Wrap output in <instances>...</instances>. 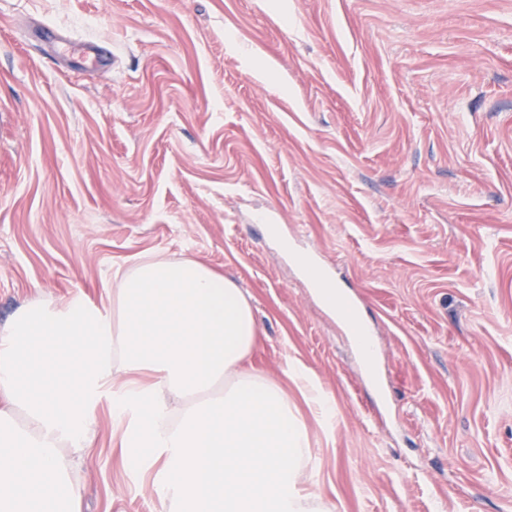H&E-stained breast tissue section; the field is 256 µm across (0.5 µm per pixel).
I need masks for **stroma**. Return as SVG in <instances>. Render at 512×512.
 Listing matches in <instances>:
<instances>
[{
	"label": "stroma",
	"mask_w": 512,
	"mask_h": 512,
	"mask_svg": "<svg viewBox=\"0 0 512 512\" xmlns=\"http://www.w3.org/2000/svg\"><path fill=\"white\" fill-rule=\"evenodd\" d=\"M146 255L247 293L328 512H512V0H0V325ZM95 420L80 512H158Z\"/></svg>",
	"instance_id": "obj_1"
}]
</instances>
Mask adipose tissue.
<instances>
[{
	"label": "adipose tissue",
	"instance_id": "ef3b65f1",
	"mask_svg": "<svg viewBox=\"0 0 512 512\" xmlns=\"http://www.w3.org/2000/svg\"><path fill=\"white\" fill-rule=\"evenodd\" d=\"M114 280L101 304L30 302L0 326V512H77L104 399L128 457L160 467V512H324L298 485L304 424L244 367L258 336L242 288L156 256Z\"/></svg>",
	"mask_w": 512,
	"mask_h": 512
}]
</instances>
